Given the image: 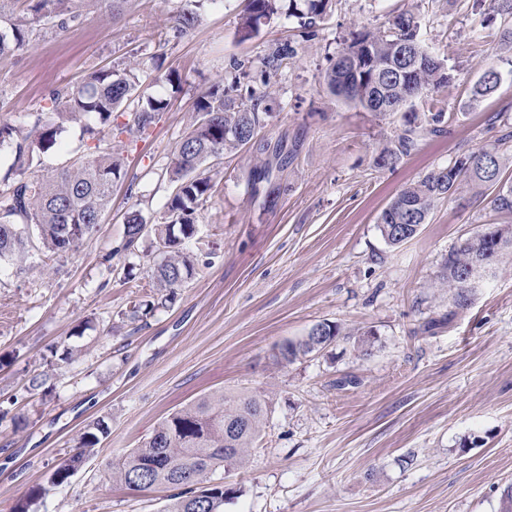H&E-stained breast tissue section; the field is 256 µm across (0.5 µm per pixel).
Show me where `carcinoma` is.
Returning a JSON list of instances; mask_svg holds the SVG:
<instances>
[{
	"label": "carcinoma",
	"mask_w": 512,
	"mask_h": 512,
	"mask_svg": "<svg viewBox=\"0 0 512 512\" xmlns=\"http://www.w3.org/2000/svg\"><path fill=\"white\" fill-rule=\"evenodd\" d=\"M86 0H0V20L9 27L0 28V60L19 52L26 44L25 29L50 24L54 32H64L80 16L79 6ZM215 0H185L183 8L165 32L166 39L187 35L202 19L208 5ZM305 9L299 18L304 27H314L323 19L329 0H303ZM278 0H247L238 34L247 40L259 32L254 23L261 17L271 18ZM406 34L398 24L356 34L336 55L327 74L328 85L339 95L345 78L351 88L344 98L368 112L355 91L369 87L371 93L388 102L387 111L398 112L414 99L424 97L451 81L445 60L415 40L408 49L409 58L421 63H403L398 75L389 76V67ZM359 45L369 48V62L354 72L345 67V53ZM501 77L494 67L487 68L472 89V99L490 94L500 86ZM50 106L35 115L30 127L0 122V149L11 150L14 160L3 177L0 189V269L23 270V259L36 251L46 257H59L76 250L94 236L111 205L112 189L122 178V165L110 153H90L77 163L47 175L32 170L34 160L54 146L66 122L91 119L103 128H115L117 134H144L164 109L163 100L141 91L133 69L119 73L110 68L90 73L79 86L63 88L49 94ZM262 97L249 94L246 99L228 95L224 84L217 82L198 94L194 120L177 144L172 166L168 170L173 189L165 205L162 223L149 225L135 211L126 218L124 239L110 255H135L144 242L158 252L159 260L150 268L157 302L146 307L133 306L130 318H140L155 306H168L177 291L190 280L198 257L186 251L185 244L198 233L197 218L211 197L213 184L202 167L211 159L245 147L264 125L267 110L260 109ZM128 112V120L112 125V114ZM416 128L409 127L397 136L392 148L379 156L383 165L397 163L414 145ZM503 158L496 150L482 149L463 155L445 168L432 170L406 185L381 212L378 230L385 242L398 246L416 235L417 227L426 223L438 201L451 197L462 183L472 186L475 196L488 201L490 208L512 216V179L503 177ZM512 245V227L491 225L482 236H471L448 252L440 283L455 290L454 304L462 308L469 303L470 281L462 272L473 273L498 261L502 250ZM339 329L324 325V339L314 334L288 342L286 352L273 355L278 364L290 363L331 344ZM268 406L257 394L226 396L218 391L205 395L171 414L139 448H134L113 463L110 479L130 486L131 478L143 469H154L144 477L149 486L163 485L172 490L164 512H223L227 490L221 484H204V478L219 469L226 472L245 467L254 444L265 425ZM107 428L96 423L84 431L78 445L47 477V485L31 493L35 498L47 487L59 486L72 475L74 464L87 459L100 443Z\"/></svg>",
	"instance_id": "cac0c4a2"
}]
</instances>
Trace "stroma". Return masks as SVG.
Segmentation results:
<instances>
[{
	"mask_svg": "<svg viewBox=\"0 0 512 512\" xmlns=\"http://www.w3.org/2000/svg\"><path fill=\"white\" fill-rule=\"evenodd\" d=\"M183 4L130 0L115 17L92 7L63 35L34 32L0 60V120L14 124L48 107L51 90L108 66L134 65L143 90L168 102L141 137L68 123L40 157L46 174L96 146L122 158L124 175L76 251L35 253L23 272L0 275V512L45 483L97 422L108 435L95 454L30 512H162L167 488L128 489L110 465L219 390L268 403L248 464L224 477V512H500L512 489V249L476 278L465 308L436 282L461 240L512 219L464 184L402 245L377 228L405 184L460 155L497 148L512 176V141H499L512 131V52L489 0H332L312 29L284 7L244 42V0H217L189 35L159 45ZM406 10L452 81L384 116L334 94L325 76L337 52ZM283 45L292 57L269 67ZM491 64L500 87L472 101ZM162 69L180 75V91L157 81ZM235 78L270 116L210 169L200 239L188 245L210 259L173 305L130 322V307L155 290L145 260L110 250L127 213L160 222L196 96ZM438 110L451 116L448 131L420 132L395 166L377 165L411 113ZM263 163L271 173L254 181ZM320 322L338 326L334 344L274 363ZM368 331L377 341L363 356L354 340Z\"/></svg>",
	"mask_w": 512,
	"mask_h": 512,
	"instance_id": "obj_1",
	"label": "stroma"
}]
</instances>
